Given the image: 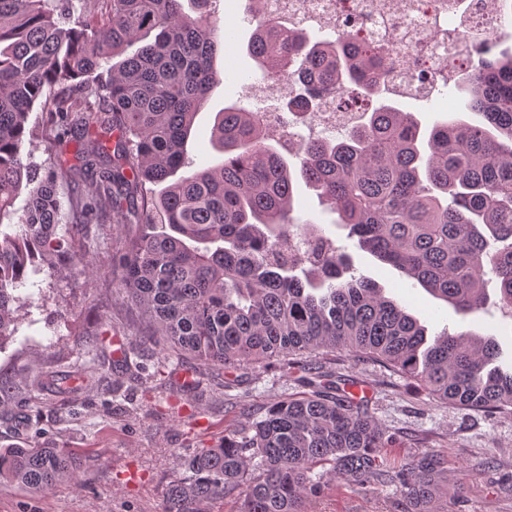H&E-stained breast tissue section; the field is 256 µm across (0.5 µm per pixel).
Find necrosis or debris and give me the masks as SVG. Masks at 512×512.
Returning <instances> with one entry per match:
<instances>
[{
  "label": "necrosis or debris",
  "mask_w": 512,
  "mask_h": 512,
  "mask_svg": "<svg viewBox=\"0 0 512 512\" xmlns=\"http://www.w3.org/2000/svg\"><path fill=\"white\" fill-rule=\"evenodd\" d=\"M349 15L357 21L359 42L376 41L393 60V88L417 99L431 98L468 56L458 37V16H465L490 38L512 22V8L492 9L487 0H467L463 6L458 0H259L256 20L267 29L285 23L323 28L336 26ZM350 118V113L330 107L300 129L285 125L281 113L273 112L266 116V128L294 142L307 133L336 132Z\"/></svg>",
  "instance_id": "4bbe7bcc"
}]
</instances>
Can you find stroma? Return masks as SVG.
Wrapping results in <instances>:
<instances>
[{"label": "stroma", "mask_w": 512, "mask_h": 512, "mask_svg": "<svg viewBox=\"0 0 512 512\" xmlns=\"http://www.w3.org/2000/svg\"><path fill=\"white\" fill-rule=\"evenodd\" d=\"M216 33L227 46L216 67L225 78L198 112L187 145L191 168L221 161L210 140L217 112L283 105L285 87L262 81L247 52L256 27L249 0H219ZM469 94L454 82L431 100L390 97L413 113L423 129L437 123L477 122ZM24 159L36 166L57 158L74 160L75 142L59 141L48 113L33 109ZM293 217L314 224L346 245L337 216L304 182H297ZM64 253L37 261L18 294V326L0 341V448H66L85 457L70 481L41 494L0 489V512H163L169 485L181 477L186 456L224 441L225 426L261 415L275 402L306 393L296 374L272 364L233 369L201 364L167 350L151 335L139 309L112 282V258L124 252L121 224H73L56 229ZM355 276L375 282L426 326L473 330L494 340L502 370L512 369V318L496 307L468 316L399 276L360 250H353ZM125 347L114 359L105 333ZM298 361L329 370L347 382L369 386L363 408L381 427L398 463L425 449L445 458L448 479L432 504L434 512H512V413H484L442 402L373 358L339 349L305 353ZM84 371L89 383L63 395L38 385ZM323 492L307 512H404L395 488L352 487L318 466Z\"/></svg>", "instance_id": "1"}]
</instances>
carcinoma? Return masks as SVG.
I'll return each mask as SVG.
<instances>
[{"mask_svg": "<svg viewBox=\"0 0 512 512\" xmlns=\"http://www.w3.org/2000/svg\"><path fill=\"white\" fill-rule=\"evenodd\" d=\"M71 2L0 0V220L28 190L21 231L0 229V339L17 330L15 291L28 268L61 251L59 180L90 173L95 180L72 197V220L128 227L113 261L116 287L171 351L227 369L276 361L293 372L304 369L297 354L344 348L387 363L440 401L512 411V373L491 367L492 340L472 330L428 340L374 282L350 274L351 256L331 237L292 218L301 179L360 249L462 315L485 305L489 276L498 305L512 311V55L496 56L494 44L465 28L468 108L483 121L436 124L425 137L411 113L382 102L393 92L390 62L376 48L351 46L352 20L334 41L258 26L247 51L261 76L276 82L286 65L293 77L286 124L336 97L351 123L290 152L261 113L226 107L211 139L223 162L171 183L185 167L197 111L222 82L217 0H194L195 17L183 0H85L99 25L66 20ZM37 105L59 138L75 139L78 164L23 162ZM111 129L118 135L109 149L101 136ZM162 183L158 196L146 188ZM335 389L328 381L226 427L222 446L184 459L165 512H204L230 495L237 512H304L321 493L311 472L327 464L361 489L396 486L407 512H430L447 481L443 458L424 450L391 463L385 433ZM84 463L63 448H0V487L42 493Z\"/></svg>", "mask_w": 512, "mask_h": 512, "instance_id": "carcinoma-1", "label": "carcinoma"}]
</instances>
